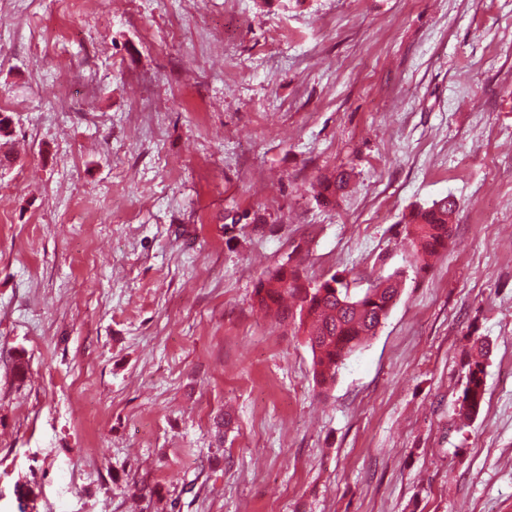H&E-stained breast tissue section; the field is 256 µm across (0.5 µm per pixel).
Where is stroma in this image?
Here are the masks:
<instances>
[{
  "instance_id": "35a3bbf8",
  "label": "stroma",
  "mask_w": 512,
  "mask_h": 512,
  "mask_svg": "<svg viewBox=\"0 0 512 512\" xmlns=\"http://www.w3.org/2000/svg\"><path fill=\"white\" fill-rule=\"evenodd\" d=\"M4 116L0 512H512V0H0ZM288 261L404 273L325 391ZM351 175L346 170L334 171L329 176H325L320 182L319 195L325 201H332L331 199L343 195L344 191L349 186ZM457 208L456 200L448 196L411 215L404 230L411 237L417 256L434 255L448 247ZM472 348L464 364L465 385L458 403L459 416L467 420L477 416L482 406L485 393L484 367L489 352L488 344L482 337L474 338Z\"/></svg>"
}]
</instances>
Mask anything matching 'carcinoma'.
I'll return each mask as SVG.
<instances>
[{
    "instance_id": "carcinoma-1",
    "label": "carcinoma",
    "mask_w": 512,
    "mask_h": 512,
    "mask_svg": "<svg viewBox=\"0 0 512 512\" xmlns=\"http://www.w3.org/2000/svg\"><path fill=\"white\" fill-rule=\"evenodd\" d=\"M350 179L346 170L324 177L320 196L326 201L339 197ZM457 208L456 200L449 196L411 215L404 230L417 255H434L448 247ZM402 284L403 273L396 271L354 292L344 278L335 274L312 282L299 265L283 264L258 280L254 299L280 320L298 317V330L306 336L312 354V377L317 385L327 387L345 362L376 335L395 305ZM488 352L486 341L474 338L473 350L464 364L465 385L458 403V414L464 419L474 418L481 409Z\"/></svg>"
}]
</instances>
